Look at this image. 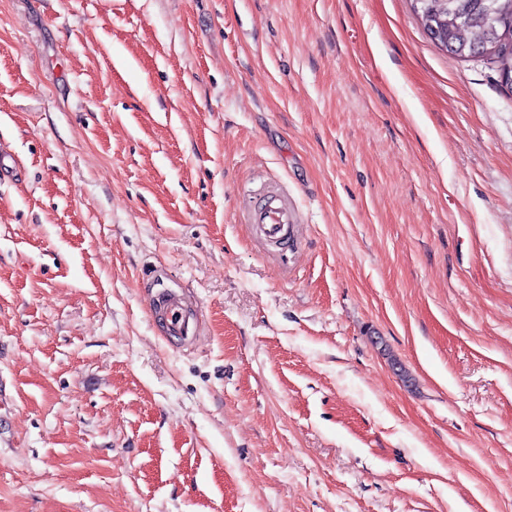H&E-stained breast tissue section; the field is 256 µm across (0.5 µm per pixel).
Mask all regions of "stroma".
<instances>
[{"mask_svg":"<svg viewBox=\"0 0 512 512\" xmlns=\"http://www.w3.org/2000/svg\"><path fill=\"white\" fill-rule=\"evenodd\" d=\"M0 160V512H512V87L411 0H0ZM245 215L247 224H255L268 244L282 247L289 244L293 237V225L298 223V213L288 196L274 189L265 191ZM152 311L161 312L167 323L170 336H186L189 332V320L182 303L171 294H162L150 301Z\"/></svg>","mask_w":512,"mask_h":512,"instance_id":"35a3bbf8","label":"stroma"}]
</instances>
